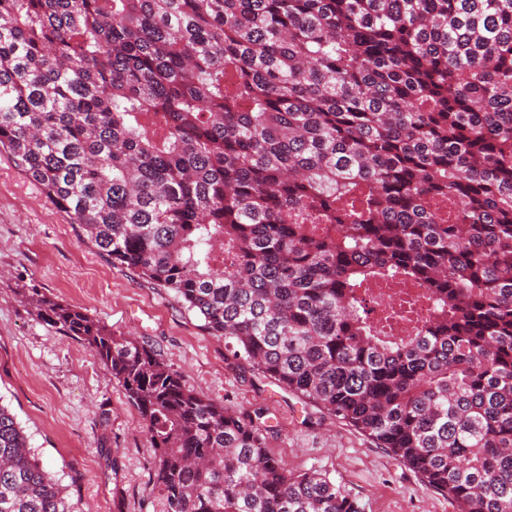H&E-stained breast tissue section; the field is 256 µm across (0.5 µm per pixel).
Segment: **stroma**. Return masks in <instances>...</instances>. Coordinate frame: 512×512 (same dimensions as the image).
I'll use <instances>...</instances> for the list:
<instances>
[{"label": "stroma", "mask_w": 512, "mask_h": 512, "mask_svg": "<svg viewBox=\"0 0 512 512\" xmlns=\"http://www.w3.org/2000/svg\"><path fill=\"white\" fill-rule=\"evenodd\" d=\"M80 228L0 149V403L80 512H155L154 454L123 387L83 342L39 316L33 295L82 311L154 348L228 411L262 409L289 474L329 476L362 512H457L419 475L345 422L233 365L176 296L81 242Z\"/></svg>", "instance_id": "35a3bbf8"}]
</instances>
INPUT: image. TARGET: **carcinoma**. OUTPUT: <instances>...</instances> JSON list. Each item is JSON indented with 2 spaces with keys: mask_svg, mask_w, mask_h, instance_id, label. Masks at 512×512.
<instances>
[{
  "mask_svg": "<svg viewBox=\"0 0 512 512\" xmlns=\"http://www.w3.org/2000/svg\"><path fill=\"white\" fill-rule=\"evenodd\" d=\"M0 147L237 366L512 512V0H0ZM373 281L425 286L415 335L371 321ZM35 304L137 408L156 512H361L261 412ZM0 512H77L1 404Z\"/></svg>",
  "mask_w": 512,
  "mask_h": 512,
  "instance_id": "carcinoma-1",
  "label": "carcinoma"
}]
</instances>
